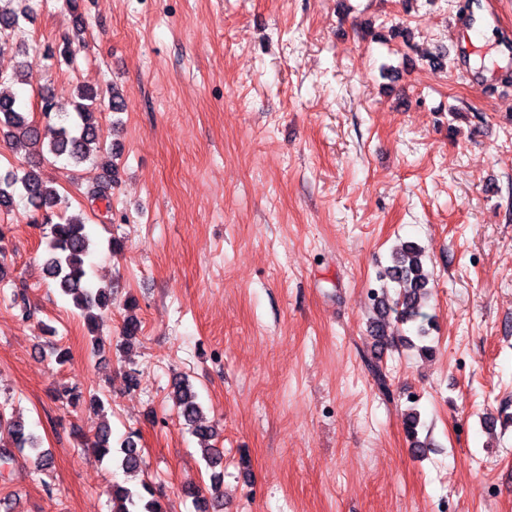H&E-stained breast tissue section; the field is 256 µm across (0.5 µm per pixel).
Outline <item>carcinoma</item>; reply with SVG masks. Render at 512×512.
Here are the masks:
<instances>
[{
	"label": "carcinoma",
	"instance_id": "1",
	"mask_svg": "<svg viewBox=\"0 0 512 512\" xmlns=\"http://www.w3.org/2000/svg\"><path fill=\"white\" fill-rule=\"evenodd\" d=\"M19 16L13 11L0 10V53L13 49V35L20 27ZM72 45L73 40L65 36L49 51V56L70 63L73 57ZM17 83L28 84L30 79L28 75L17 72L0 74V136L27 142L38 159L0 171V210L9 213L14 210L17 201L25 200L34 210L43 212L44 223L50 225L47 258L44 262L45 275L55 282L61 294L72 299L92 332L99 320V313L112 305V299L106 289L92 285L88 279L87 257L92 240L86 220L80 215L53 213L61 197L54 183L43 176L41 160L49 154L56 159L65 157L78 166L102 150L113 151V146L100 141L98 114L104 97H109L112 102L121 97V93L113 86L105 92L80 86L69 109L55 97L44 95L40 102L45 119V125L42 126L29 118L20 99L8 90V87ZM116 183L117 173L111 167L106 175L89 186L87 195L93 201L107 202L106 209L109 210L112 188ZM424 260L425 249L420 244L415 241L404 243L386 272V276L399 285L397 296L394 299L382 298L375 304L380 319L392 313L398 323L412 324L420 338L427 337L432 325V319L425 311L428 279L424 271ZM173 398L193 434L205 443L202 452L209 466L214 469L221 466L222 451L210 444L218 436V431L213 426L201 424L202 407L188 379L179 378L174 381ZM419 427L420 414L412 408L407 414L405 428L413 443L422 448L424 443L418 440ZM93 449L102 459L112 458L111 432L107 424L99 427ZM120 453L123 470L128 473L141 470L142 450L138 448L133 436H128L121 443ZM18 457L33 460L38 471L47 470L51 465V458L41 449L39 438L23 421L7 415L0 408V461L7 464ZM112 512L167 510L152 485L144 481L137 487H113Z\"/></svg>",
	"mask_w": 512,
	"mask_h": 512
}]
</instances>
